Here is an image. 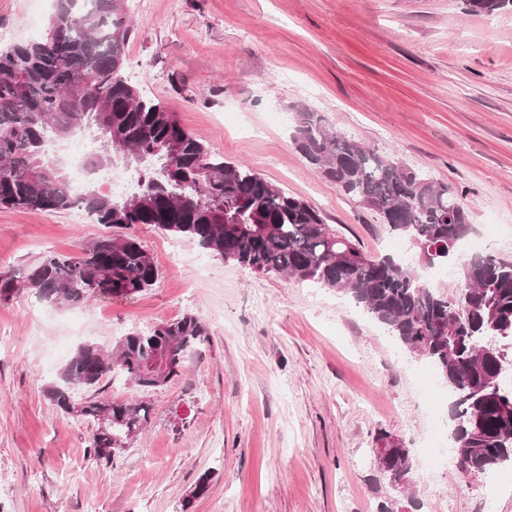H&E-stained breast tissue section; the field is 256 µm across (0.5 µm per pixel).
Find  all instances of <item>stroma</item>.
<instances>
[{"label": "stroma", "instance_id": "1", "mask_svg": "<svg viewBox=\"0 0 512 512\" xmlns=\"http://www.w3.org/2000/svg\"><path fill=\"white\" fill-rule=\"evenodd\" d=\"M55 0H0V48L39 37ZM125 75L225 161L317 207L368 254L395 236L292 139L309 107L463 194L485 252L512 259V10L464 0H132ZM79 211L0 208V273L113 235ZM159 270L132 299L0 302V512H376L379 433L419 450L427 364L346 295L255 273L150 224ZM194 314L209 339L148 392L150 422L113 463L96 426L46 397L77 348ZM206 494L195 495L200 477ZM415 512H512V466L468 484L413 470Z\"/></svg>", "mask_w": 512, "mask_h": 512}]
</instances>
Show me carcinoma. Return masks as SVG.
<instances>
[{
  "label": "carcinoma",
  "instance_id": "obj_1",
  "mask_svg": "<svg viewBox=\"0 0 512 512\" xmlns=\"http://www.w3.org/2000/svg\"><path fill=\"white\" fill-rule=\"evenodd\" d=\"M42 37L0 50V206L34 211L81 209L95 224H152L187 237L252 272L282 274L336 290L415 351L446 383L453 450L461 475L512 465V260L457 257L472 229L459 192L402 167L349 138L320 112L295 114L293 140L306 162L344 195L375 210L405 239L426 268L458 258L453 294L428 283L415 265L392 255L368 258L326 224L324 215L252 168L224 161L187 131L175 113L143 96L124 77L133 34L127 0H56ZM468 10L494 14L512 0H465ZM91 130L103 140L89 162L88 186L76 197L61 165L46 153L48 138ZM139 174L138 188L116 199L99 190L98 174L117 156ZM158 269L130 236L70 253H47L25 277L0 273V300L24 290L66 307L90 299H133ZM209 330L186 314L128 333L112 350L80 346L45 393L64 414L96 423L88 453L109 461L108 448L139 435L150 420L142 399L90 398L114 371L140 391L181 375ZM383 445L386 468L375 482L409 486L414 459Z\"/></svg>",
  "mask_w": 512,
  "mask_h": 512
}]
</instances>
